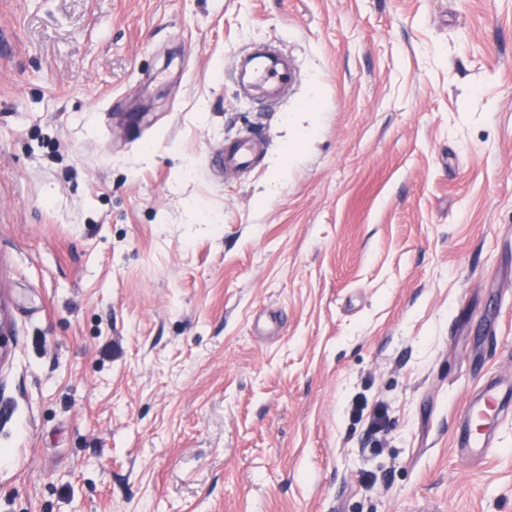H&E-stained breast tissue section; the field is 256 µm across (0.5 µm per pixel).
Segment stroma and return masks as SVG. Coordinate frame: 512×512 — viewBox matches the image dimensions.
Listing matches in <instances>:
<instances>
[{
  "mask_svg": "<svg viewBox=\"0 0 512 512\" xmlns=\"http://www.w3.org/2000/svg\"><path fill=\"white\" fill-rule=\"evenodd\" d=\"M0 317V512H512V0H0ZM235 83L241 94H262L263 103H274L288 94L297 80L291 58L278 45L258 43L242 51L235 61ZM264 149L260 134L247 133L225 141L223 153L212 156L211 161L224 167V173H252L258 168ZM512 409V388L490 381L458 413L456 441L459 453L466 457L482 458L493 442L490 423ZM483 418V419H482ZM476 419L483 420L480 425Z\"/></svg>",
  "mask_w": 512,
  "mask_h": 512,
  "instance_id": "stroma-1",
  "label": "stroma"
}]
</instances>
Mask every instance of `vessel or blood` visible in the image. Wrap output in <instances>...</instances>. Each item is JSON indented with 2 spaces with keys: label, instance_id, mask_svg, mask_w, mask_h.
Wrapping results in <instances>:
<instances>
[{
  "label": "vessel or blood",
  "instance_id": "b4317fda",
  "mask_svg": "<svg viewBox=\"0 0 512 512\" xmlns=\"http://www.w3.org/2000/svg\"><path fill=\"white\" fill-rule=\"evenodd\" d=\"M235 83L241 94L260 92L263 102L274 103L285 97L297 80V72L288 54L278 45L258 43L242 51L235 61ZM265 149L263 137L247 133L226 141L213 163L228 173H251L258 166ZM512 410V388L489 382L458 413L456 441L464 456L480 458L493 442L492 421Z\"/></svg>",
  "mask_w": 512,
  "mask_h": 512
}]
</instances>
